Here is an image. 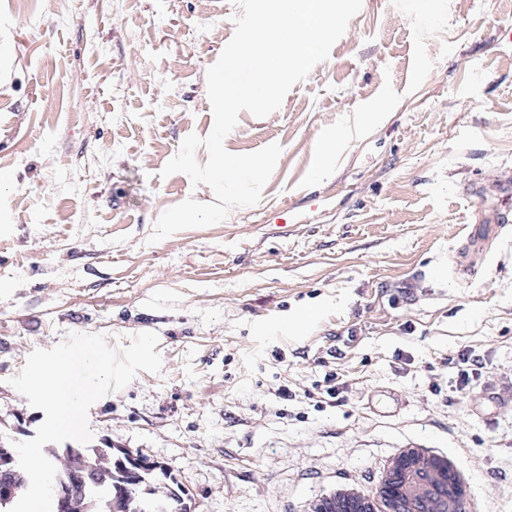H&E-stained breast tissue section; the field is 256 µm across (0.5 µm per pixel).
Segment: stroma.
<instances>
[{
  "label": "stroma",
  "instance_id": "obj_1",
  "mask_svg": "<svg viewBox=\"0 0 512 512\" xmlns=\"http://www.w3.org/2000/svg\"><path fill=\"white\" fill-rule=\"evenodd\" d=\"M236 12L0 0V435L45 419L9 383L33 350L154 332L161 373L95 402L91 443L158 461L191 512H312L411 443L455 460L464 512H512V201L469 193L512 181V0H363L226 137L281 145L261 202L148 243L165 210L214 199L161 171L212 128L205 72ZM465 350L486 367L461 394ZM381 390L398 414L369 407Z\"/></svg>",
  "mask_w": 512,
  "mask_h": 512
}]
</instances>
